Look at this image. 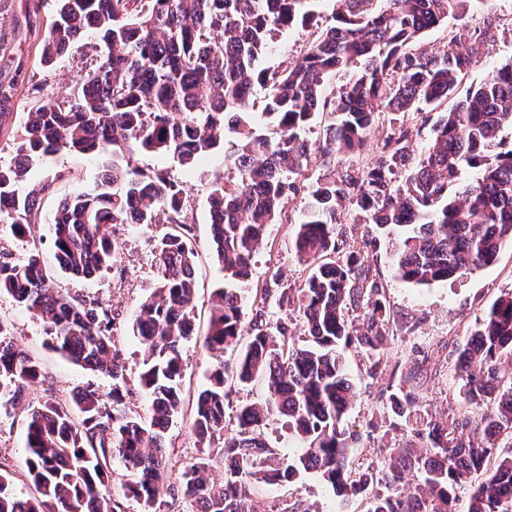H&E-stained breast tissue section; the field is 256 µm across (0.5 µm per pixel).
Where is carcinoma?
I'll return each instance as SVG.
<instances>
[{"label": "carcinoma", "mask_w": 512, "mask_h": 512, "mask_svg": "<svg viewBox=\"0 0 512 512\" xmlns=\"http://www.w3.org/2000/svg\"><path fill=\"white\" fill-rule=\"evenodd\" d=\"M317 0H59L42 44L52 64L90 34L103 48L80 74L72 96L33 107L17 155L0 163V215L15 238L32 232L47 178L18 193L31 167L59 152L103 158L96 184L64 199L50 225L62 272L88 280L117 265L115 224L167 223L154 251L156 288L132 325L143 371L137 384L149 401V420L129 412V388L119 371L112 306L70 296L53 287L40 256L18 262L0 247V293L44 325L52 347L94 375L112 377L104 398L87 381L67 402L48 399L27 411V478L38 496L9 491L0 472V512H118L109 493L110 461L131 470L125 496L144 512H157L160 484L169 480L172 444L166 430L183 405L180 343L194 327L195 251L183 215V184L131 167L141 151L175 156L191 172L224 146L234 177L214 178L208 196L214 216V252L225 283L248 274L266 229L285 220L283 204L306 177L313 145L306 131L323 125L319 146L331 171L309 185L293 250L308 275L303 287L279 286V306H295L303 337L288 323H244L238 288L214 292L205 345L229 355L215 368L193 404L191 429L203 456L178 480L192 512H254V483L287 484L312 471L352 512H455L456 489L478 471L486 478L470 490L465 512H512V291L497 297L458 349L457 373L467 407L484 406L479 420L462 413L429 421L413 438L387 449L389 471L354 463L353 434L342 423L355 399L342 350L355 345L378 365L390 336L391 317L377 271L360 254L343 253L337 229L341 208L351 205L359 223L399 230L397 269L416 286L444 282L492 264L512 246V61L461 88L478 64L464 28L448 32L446 48L429 54L422 37L450 17L481 9L489 0H330L332 23L312 34L304 53L271 71L261 60L281 31L314 17ZM345 80L339 92L330 81ZM265 89L260 126L250 112L255 85ZM17 83L0 82V126L10 115ZM438 113L425 150L413 160L409 130L391 126L366 167L344 165L366 147L381 112ZM476 171L461 185L463 171ZM360 311L362 329L350 320ZM0 319V397L19 404L26 385L42 375L40 364L10 339ZM399 377L389 400L402 417L417 407ZM263 384L261 402L241 404L224 418L226 389ZM272 416L288 421L303 444L280 457L257 429ZM224 446L213 447L215 440ZM220 468L224 481H210ZM407 472L419 494L398 492ZM390 491L377 490L380 478Z\"/></svg>", "instance_id": "cac0c4a2"}]
</instances>
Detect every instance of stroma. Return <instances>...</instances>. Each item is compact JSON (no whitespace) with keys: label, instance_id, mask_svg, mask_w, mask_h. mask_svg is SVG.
Returning a JSON list of instances; mask_svg holds the SVG:
<instances>
[{"label":"stroma","instance_id":"obj_1","mask_svg":"<svg viewBox=\"0 0 512 512\" xmlns=\"http://www.w3.org/2000/svg\"><path fill=\"white\" fill-rule=\"evenodd\" d=\"M57 7V0H0V73L18 77L8 120L13 134L0 137L2 161H9L15 155L16 135L21 132L30 109L35 104L72 94L81 68L95 56L90 46L81 42L52 65L41 64L42 40ZM488 18L492 19L495 30L492 38L484 39L480 33ZM458 26L469 31L471 44L478 53V65L470 75L471 80H478L512 59V0H492L488 11L474 10L462 19H448L446 24L427 32L421 48L430 52L443 49L450 29ZM237 147L236 138L227 137L223 149L208 155L190 177L171 155L140 153L133 157V164L140 171L163 172L186 185L184 215L192 227L197 255L195 329L181 345L183 395L188 400L206 386L211 370L224 358L223 353L209 350L204 344L213 292L224 281L211 246L208 194L213 178L224 172L225 154L236 151ZM101 170L100 159L77 158L65 152L33 166L27 181L19 185V193H27L31 185L48 177L55 181V192L44 199L40 221L32 235L17 239L5 228L0 230V244L19 260L33 253L40 255L57 287L112 305L117 315L113 336L121 351L120 365L126 378L135 379L142 370V362L131 326L140 304L156 284L153 252L156 240L166 230L165 224L115 225L114 241L120 259L114 268L90 281L71 279L59 270L49 230L48 219L57 203L93 185L100 178ZM302 204L301 195L290 196L285 211L292 221L299 217ZM355 218L351 207H343L341 221L347 233L342 248L363 254L377 270L385 287L395 334L389 338L375 368L361 350L353 347L345 350L347 372L357 392L345 426L358 436L354 448L357 458L364 464L383 469L388 464L387 446L410 439L414 430L426 421H444L463 409L455 350L464 343L492 302L502 292L512 291V247H504L493 264L467 272L456 282L417 287L396 276L394 238L379 235L375 227L355 225ZM292 221L272 225L270 234L265 236L253 257L243 285L245 319H252L255 314L254 290L269 284L272 276H279L283 287L293 289L301 287L307 276L293 252ZM0 318L11 325L14 344L42 365L41 380L25 388L26 405L36 407L50 398L69 399L73 388L90 378L103 393L111 392V377L91 376L89 371L52 350L40 320L5 294H0ZM395 370L409 376L410 385L419 397L418 408L407 419L393 413L388 399V384ZM190 418V407H183L168 430L173 444L171 466L177 474L194 463L202 451L191 429ZM25 419L21 409L8 403L6 398H0V467L10 473L14 494L29 497L33 487L25 478ZM252 497L256 512H279L283 503L297 499L312 512H347L346 505L311 472H300L293 482L284 486L255 484Z\"/></svg>","mask_w":512,"mask_h":512}]
</instances>
